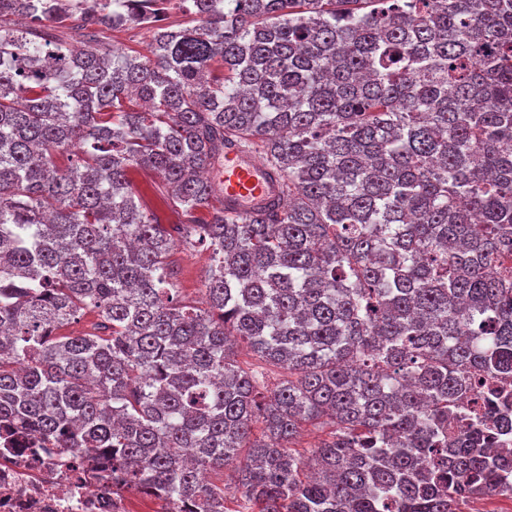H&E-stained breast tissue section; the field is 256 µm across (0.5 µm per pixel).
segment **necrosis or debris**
<instances>
[{
    "label": "necrosis or debris",
    "instance_id": "obj_1",
    "mask_svg": "<svg viewBox=\"0 0 512 512\" xmlns=\"http://www.w3.org/2000/svg\"><path fill=\"white\" fill-rule=\"evenodd\" d=\"M86 460L83 451L0 450V512H132L133 491Z\"/></svg>",
    "mask_w": 512,
    "mask_h": 512
}]
</instances>
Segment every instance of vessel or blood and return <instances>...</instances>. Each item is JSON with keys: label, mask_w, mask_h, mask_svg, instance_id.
I'll list each match as a JSON object with an SVG mask.
<instances>
[{"label": "vessel or blood", "mask_w": 512, "mask_h": 512, "mask_svg": "<svg viewBox=\"0 0 512 512\" xmlns=\"http://www.w3.org/2000/svg\"><path fill=\"white\" fill-rule=\"evenodd\" d=\"M228 211L246 214L263 207L277 187L269 170L252 154L236 148L224 151V168L217 177Z\"/></svg>", "instance_id": "1"}]
</instances>
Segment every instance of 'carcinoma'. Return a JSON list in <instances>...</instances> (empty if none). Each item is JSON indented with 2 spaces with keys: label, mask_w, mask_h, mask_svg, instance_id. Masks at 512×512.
<instances>
[{
  "label": "carcinoma",
  "mask_w": 512,
  "mask_h": 512,
  "mask_svg": "<svg viewBox=\"0 0 512 512\" xmlns=\"http://www.w3.org/2000/svg\"><path fill=\"white\" fill-rule=\"evenodd\" d=\"M171 4L0 0V435L91 448L202 512H232L204 473L234 462L240 512L512 489L511 395L483 389L446 436L465 374L512 369V0H178L151 56L102 43L113 8L150 25ZM232 145L278 180L251 215L204 176ZM193 237L204 309L168 288ZM307 424L332 430L305 455ZM133 178L136 186L143 193L146 203L160 217L163 224L175 222L176 216L172 214L153 187L154 182L158 179L153 175L143 173H134Z\"/></svg>",
  "instance_id": "1"
}]
</instances>
